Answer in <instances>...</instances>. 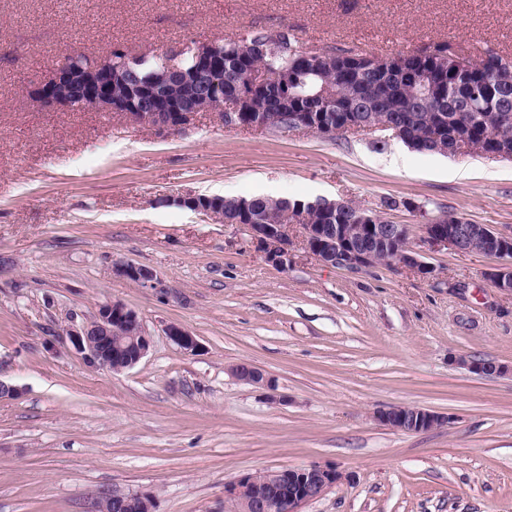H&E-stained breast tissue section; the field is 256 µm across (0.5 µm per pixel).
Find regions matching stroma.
Segmentation results:
<instances>
[{
  "label": "stroma",
  "mask_w": 512,
  "mask_h": 512,
  "mask_svg": "<svg viewBox=\"0 0 512 512\" xmlns=\"http://www.w3.org/2000/svg\"><path fill=\"white\" fill-rule=\"evenodd\" d=\"M257 30L379 58L442 40L512 57V0H0V380L21 390L0 400V512H92L132 492L153 512H224L225 483L311 464L341 480L304 512H512V295L484 277L494 258L421 243L446 214L511 232V159L378 130L228 128L216 112L168 133L26 93L73 51L152 55ZM194 195L345 199L407 225L434 274L326 265L295 227L282 270L244 226L178 205ZM113 300L151 338L119 373L58 341ZM172 323L197 351L168 338ZM461 356L507 371L479 376ZM240 363L273 388L236 378ZM400 404L449 422L373 419ZM114 272L116 275L142 286H149L151 288H158L160 286V281L156 275L145 267L130 263H117L114 267ZM373 418L385 426L406 432L427 431L448 422L445 416L433 411L407 405L377 409ZM149 497L150 496H148V495H142L139 493H133V494H129V495H119V494L112 493L111 496L107 495V494H103L101 496L100 500L97 501L95 508L99 510L101 503H105L106 501H111L112 508H114V510H124L125 508H127V506L129 504L134 503L136 500H138V501H140L142 507L147 509L146 512H152L153 511L152 507H151L152 500ZM132 498H136V500L133 501V500H131Z\"/></svg>",
  "instance_id": "obj_1"
}]
</instances>
